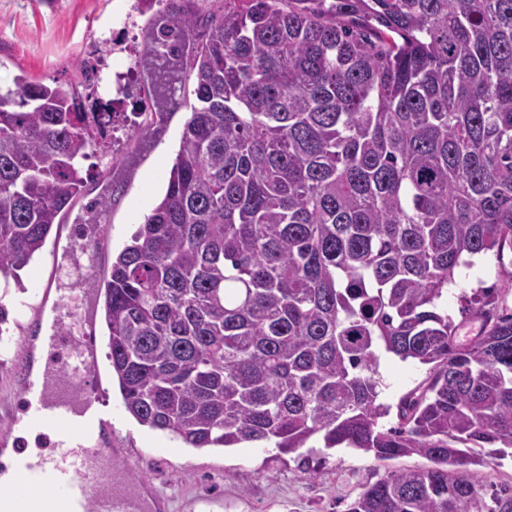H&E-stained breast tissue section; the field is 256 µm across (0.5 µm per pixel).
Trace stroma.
Listing matches in <instances>:
<instances>
[{"label": "stroma", "mask_w": 512, "mask_h": 512, "mask_svg": "<svg viewBox=\"0 0 512 512\" xmlns=\"http://www.w3.org/2000/svg\"><path fill=\"white\" fill-rule=\"evenodd\" d=\"M161 9L157 0H0V88L13 87L15 76L24 71L39 79L73 82L81 98L94 96L96 89L82 77L78 62L96 49V34L110 27L118 14L128 20L123 37L132 48L117 58L104 54L97 67L106 75L121 60L134 67L129 99L114 106L118 112L130 111L152 82L150 71L137 65L133 51L144 45ZM194 87L190 79L177 85V106L146 139L129 137L125 127L114 128L112 164L86 160L91 175L60 234L49 236L21 271L19 283L0 284L10 310L8 330L0 335V434L12 430L20 410L16 366L31 357L25 339L38 329L31 315L38 310L51 312L65 330H72L68 289L81 287L88 279L102 280L113 257L163 197L183 124L195 102ZM101 199L108 202L107 222L87 223L88 210ZM507 279L490 255L457 269L443 305L461 323L462 339L480 329L466 303L478 287L496 289L500 311L512 313ZM91 318L96 346L93 369L102 382L99 397L119 419L112 446L119 458L131 462L132 476L144 485L154 512H346L367 484L390 472L429 465L419 455L380 461L348 449L313 447L282 453L269 443L188 447L141 426L126 411L107 358L108 332L101 309H93ZM379 371L380 399L391 405L426 377L424 366L391 357L381 360Z\"/></svg>", "instance_id": "obj_1"}]
</instances>
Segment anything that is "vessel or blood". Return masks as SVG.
Masks as SVG:
<instances>
[{
  "instance_id": "vessel-or-blood-1",
  "label": "vessel or blood",
  "mask_w": 512,
  "mask_h": 512,
  "mask_svg": "<svg viewBox=\"0 0 512 512\" xmlns=\"http://www.w3.org/2000/svg\"><path fill=\"white\" fill-rule=\"evenodd\" d=\"M66 381L53 369L48 382L27 377L21 399L32 427L53 438V451L35 456L16 449L13 477L0 481V512H148L112 446L111 411L96 398L100 385L90 349Z\"/></svg>"
}]
</instances>
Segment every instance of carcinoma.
I'll return each mask as SVG.
<instances>
[{
  "instance_id": "carcinoma-1",
  "label": "carcinoma",
  "mask_w": 512,
  "mask_h": 512,
  "mask_svg": "<svg viewBox=\"0 0 512 512\" xmlns=\"http://www.w3.org/2000/svg\"><path fill=\"white\" fill-rule=\"evenodd\" d=\"M168 2L139 59L157 109L185 72L197 105L164 196L95 285L127 411L192 448L316 437L432 463L347 512H512L473 470L512 447V314L479 289L471 346L440 307L469 258L512 250V0ZM110 154L73 84L0 90V279ZM383 352L426 367L395 406Z\"/></svg>"
}]
</instances>
